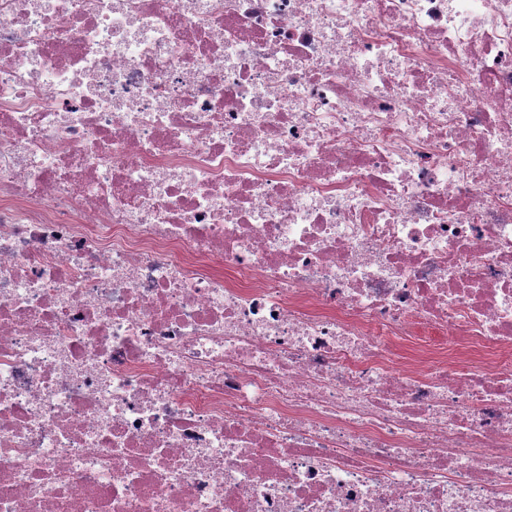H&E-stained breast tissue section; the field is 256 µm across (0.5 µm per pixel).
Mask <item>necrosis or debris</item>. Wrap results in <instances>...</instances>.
Here are the masks:
<instances>
[{"label": "necrosis or debris", "instance_id": "1", "mask_svg": "<svg viewBox=\"0 0 512 512\" xmlns=\"http://www.w3.org/2000/svg\"><path fill=\"white\" fill-rule=\"evenodd\" d=\"M0 512H512V0H0Z\"/></svg>", "mask_w": 512, "mask_h": 512}]
</instances>
